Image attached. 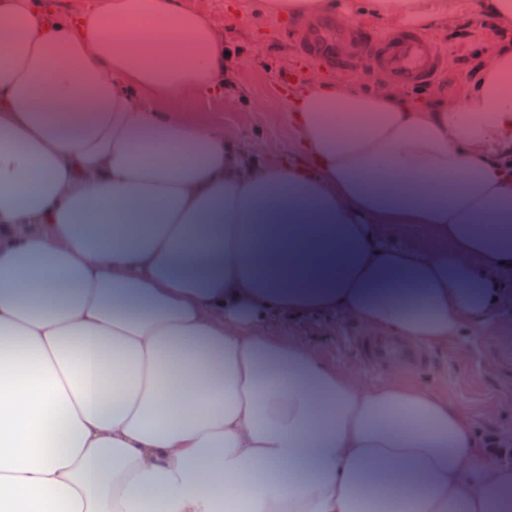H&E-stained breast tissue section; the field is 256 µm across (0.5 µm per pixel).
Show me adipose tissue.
<instances>
[{
    "instance_id": "ef3b65f1",
    "label": "adipose tissue",
    "mask_w": 512,
    "mask_h": 512,
    "mask_svg": "<svg viewBox=\"0 0 512 512\" xmlns=\"http://www.w3.org/2000/svg\"><path fill=\"white\" fill-rule=\"evenodd\" d=\"M459 0H359L420 29ZM462 98L309 87L304 154L160 108L224 82L187 0H0V512H512V453L288 339L440 348L512 302V0Z\"/></svg>"
}]
</instances>
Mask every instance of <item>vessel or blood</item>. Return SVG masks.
I'll use <instances>...</instances> for the list:
<instances>
[{
  "mask_svg": "<svg viewBox=\"0 0 512 512\" xmlns=\"http://www.w3.org/2000/svg\"><path fill=\"white\" fill-rule=\"evenodd\" d=\"M297 51L346 72L365 66L405 86L433 82L448 64L439 46L416 30L395 27L376 32L331 16H316L299 24ZM378 357L418 362L419 348L394 344L382 347Z\"/></svg>",
  "mask_w": 512,
  "mask_h": 512,
  "instance_id": "1",
  "label": "vessel or blood"
}]
</instances>
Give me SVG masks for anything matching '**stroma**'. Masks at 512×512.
<instances>
[{"mask_svg": "<svg viewBox=\"0 0 512 512\" xmlns=\"http://www.w3.org/2000/svg\"><path fill=\"white\" fill-rule=\"evenodd\" d=\"M191 2L223 36L232 56L221 93L192 104L181 101L177 107L192 119L224 131L243 147H257L270 155L292 148L291 94L309 76L360 90L386 83L372 73L344 77L322 62L299 61L293 53L296 19L256 12L257 0ZM473 2L461 0L452 20L427 29V37L447 54L448 65L424 91L407 88L409 97L427 101L463 95L462 75L471 70L473 59L486 55L493 35L487 16L474 8ZM368 334L363 324L344 318L337 319L335 328L315 336L300 327L288 332L290 338L312 346L326 363L357 367L367 384L380 383L394 374L403 384L428 386L488 431L512 429V306L504 310L495 337L478 345L452 341L437 350L424 348L422 363L397 372L390 365L371 361L363 346Z\"/></svg>", "mask_w": 512, "mask_h": 512, "instance_id": "35a3bbf8", "label": "stroma"}]
</instances>
